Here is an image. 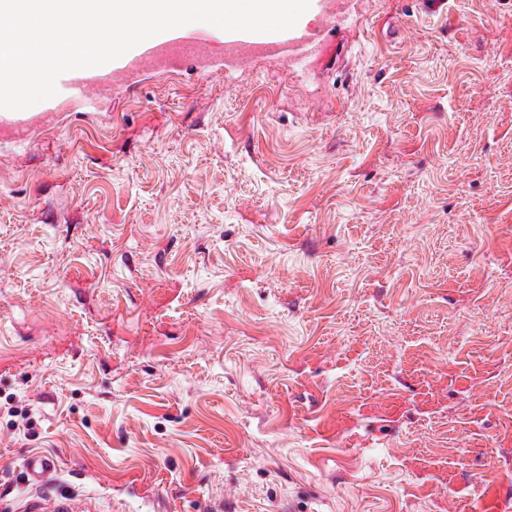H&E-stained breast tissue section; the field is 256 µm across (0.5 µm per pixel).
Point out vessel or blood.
I'll return each mask as SVG.
<instances>
[{
    "mask_svg": "<svg viewBox=\"0 0 512 512\" xmlns=\"http://www.w3.org/2000/svg\"><path fill=\"white\" fill-rule=\"evenodd\" d=\"M323 41V30L305 26L287 30L281 38H257L249 42H228L223 30L201 23L180 27L154 36L137 45L120 58L94 68L62 74L55 97L24 110L0 109V135L28 139L52 122L56 113L110 95L115 85L135 80L146 70L174 73L192 64L230 63L249 53L289 54L307 57ZM29 481L43 486L50 483L58 469L55 457L46 454L28 456L24 463ZM76 495L38 497L26 505V512H83Z\"/></svg>",
    "mask_w": 512,
    "mask_h": 512,
    "instance_id": "1",
    "label": "vessel or blood"
}]
</instances>
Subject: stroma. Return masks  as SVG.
<instances>
[{"instance_id":"35a3bbf8","label":"stroma","mask_w":512,"mask_h":512,"mask_svg":"<svg viewBox=\"0 0 512 512\" xmlns=\"http://www.w3.org/2000/svg\"><path fill=\"white\" fill-rule=\"evenodd\" d=\"M326 42L0 137V512H512V0ZM23 468L28 481L44 486L52 481L58 469V462L51 455L33 454L24 460ZM82 501L78 495H58L57 497H37L26 504L27 512H84L88 506L79 508Z\"/></svg>"}]
</instances>
